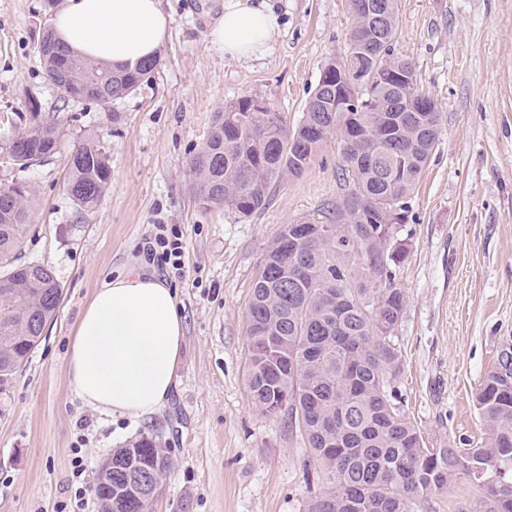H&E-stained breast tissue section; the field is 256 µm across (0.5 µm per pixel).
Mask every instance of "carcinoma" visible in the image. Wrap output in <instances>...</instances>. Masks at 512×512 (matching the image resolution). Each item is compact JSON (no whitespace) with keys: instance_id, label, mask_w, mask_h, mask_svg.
<instances>
[{"instance_id":"obj_1","label":"carcinoma","mask_w":512,"mask_h":512,"mask_svg":"<svg viewBox=\"0 0 512 512\" xmlns=\"http://www.w3.org/2000/svg\"><path fill=\"white\" fill-rule=\"evenodd\" d=\"M353 26L345 58H328L291 127L284 112L262 96L243 95L215 113L191 163L195 193L205 209L250 217L268 204L284 180L301 176L327 137H340L343 176L352 188L336 202V223L304 218L285 224L267 248L246 313L251 368L249 390L266 415L281 405L290 424L336 480L312 498L306 512H409L410 500L439 492L457 475L478 479L492 512H512V344L476 395L488 444L463 452L426 448L397 406L388 375L399 369L391 337L406 298L393 277L407 244L399 238L414 190L437 143L441 116L419 88L411 60L394 53L399 0H347ZM38 53L48 79L73 98L109 108L149 79L155 58L120 68L71 56L45 31ZM31 120L6 147L30 166L60 143L62 129L29 101ZM68 194L92 208L111 181L105 152L95 142L69 157ZM30 186H0V278L11 276V296L0 298V378L14 373L37 348L54 318L63 288L39 264L17 262L26 231ZM309 226L310 235L299 229ZM168 452L143 436L112 453V485L97 480L100 508L150 512L152 495L129 491L146 471L160 486ZM501 473L488 482L475 466Z\"/></svg>"}]
</instances>
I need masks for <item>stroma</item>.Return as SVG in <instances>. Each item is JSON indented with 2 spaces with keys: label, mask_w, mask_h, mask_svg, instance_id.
Masks as SVG:
<instances>
[{
  "label": "stroma",
  "mask_w": 512,
  "mask_h": 512,
  "mask_svg": "<svg viewBox=\"0 0 512 512\" xmlns=\"http://www.w3.org/2000/svg\"><path fill=\"white\" fill-rule=\"evenodd\" d=\"M268 2L278 35L265 52L235 60L206 39L224 0H163L161 65L107 112L47 79L37 52L52 18L46 0H0V147L28 125L32 98L63 131L59 151L36 165L0 155V184L33 189L19 258L50 268L63 287L29 361L0 380V512H72L102 461L144 435L171 458L152 512H305L332 485L287 413L269 417L253 403L245 315L283 225L331 217L347 187L340 145L329 138L301 177L247 218L204 209L194 192L191 159L215 113L257 94L297 123L325 62L346 49V0ZM394 49L437 102L441 132L404 200L408 254L394 273L407 307L392 336L400 370L389 382L427 447L473 448L486 440L476 393L512 341V0H400ZM89 138L112 177L101 201L82 210L65 182L70 153ZM158 224L178 231L183 247L185 278L165 275L184 318L182 361L164 407L112 415L74 392L69 352L95 290L144 263ZM489 510L466 476L410 505Z\"/></svg>",
  "instance_id": "35a3bbf8"
}]
</instances>
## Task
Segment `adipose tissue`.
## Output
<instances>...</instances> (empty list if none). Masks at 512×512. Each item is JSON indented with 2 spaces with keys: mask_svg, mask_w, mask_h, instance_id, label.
Wrapping results in <instances>:
<instances>
[{
  "mask_svg": "<svg viewBox=\"0 0 512 512\" xmlns=\"http://www.w3.org/2000/svg\"><path fill=\"white\" fill-rule=\"evenodd\" d=\"M55 38L77 58L113 66L158 56L167 37L161 0H64L51 21ZM279 28L269 5L224 0L210 44L232 59L265 50ZM176 295L146 267L130 268L96 289L77 324L70 384L88 405L140 416L162 408L183 351Z\"/></svg>",
  "mask_w": 512,
  "mask_h": 512,
  "instance_id": "1",
  "label": "adipose tissue"
}]
</instances>
